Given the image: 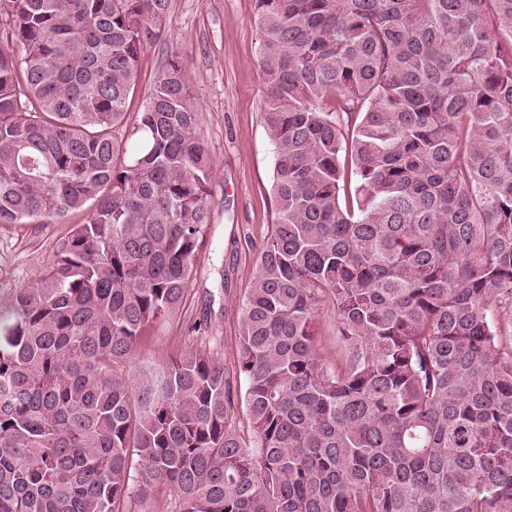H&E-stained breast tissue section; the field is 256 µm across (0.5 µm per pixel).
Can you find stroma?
Wrapping results in <instances>:
<instances>
[{
    "label": "stroma",
    "instance_id": "35a3bbf8",
    "mask_svg": "<svg viewBox=\"0 0 512 512\" xmlns=\"http://www.w3.org/2000/svg\"><path fill=\"white\" fill-rule=\"evenodd\" d=\"M174 51L187 65L202 108L201 132L215 170L211 222L182 304L141 336L137 358L153 365L206 350L223 358L234 382L241 300L276 217L255 0H171L162 38L141 56L130 115L141 112L156 73ZM84 220L73 213L61 224H0V292L41 276L57 241Z\"/></svg>",
    "mask_w": 512,
    "mask_h": 512
}]
</instances>
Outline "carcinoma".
I'll return each mask as SVG.
<instances>
[{
    "label": "carcinoma",
    "mask_w": 512,
    "mask_h": 512,
    "mask_svg": "<svg viewBox=\"0 0 512 512\" xmlns=\"http://www.w3.org/2000/svg\"><path fill=\"white\" fill-rule=\"evenodd\" d=\"M169 9L0 0V224L88 212L0 298V512H130L158 485L179 512H512V0H256L276 220L239 394L204 350L117 372L211 221L179 53L127 121ZM321 334L318 341L319 355L326 363L336 365L342 357V346L337 336L336 318L327 307L321 314Z\"/></svg>",
    "instance_id": "carcinoma-1"
}]
</instances>
